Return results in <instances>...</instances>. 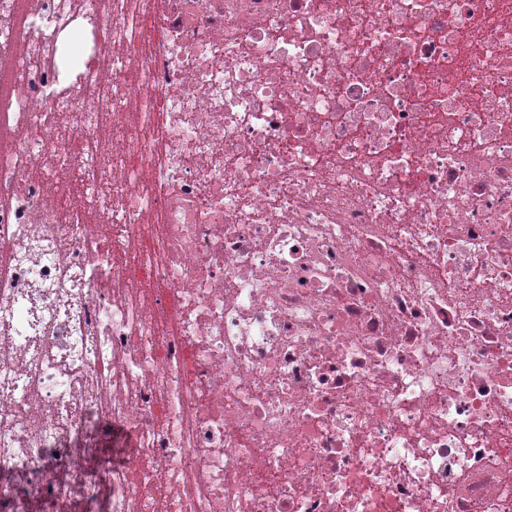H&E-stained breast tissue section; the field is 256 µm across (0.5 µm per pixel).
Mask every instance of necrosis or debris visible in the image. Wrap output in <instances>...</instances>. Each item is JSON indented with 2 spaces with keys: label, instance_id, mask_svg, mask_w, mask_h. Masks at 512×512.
Here are the masks:
<instances>
[{
  "label": "necrosis or debris",
  "instance_id": "4bbe7bcc",
  "mask_svg": "<svg viewBox=\"0 0 512 512\" xmlns=\"http://www.w3.org/2000/svg\"><path fill=\"white\" fill-rule=\"evenodd\" d=\"M0 512H512V0H0Z\"/></svg>",
  "mask_w": 512,
  "mask_h": 512
}]
</instances>
